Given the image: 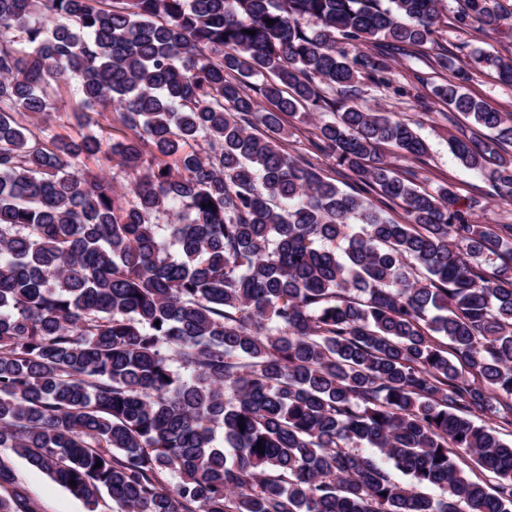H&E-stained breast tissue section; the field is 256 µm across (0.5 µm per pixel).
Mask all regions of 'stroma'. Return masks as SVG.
Returning a JSON list of instances; mask_svg holds the SVG:
<instances>
[{
    "mask_svg": "<svg viewBox=\"0 0 512 512\" xmlns=\"http://www.w3.org/2000/svg\"><path fill=\"white\" fill-rule=\"evenodd\" d=\"M456 0H443L441 13L443 22L434 42L426 44L410 56L398 57L395 65V85L404 88V95L377 91L365 87L361 103L369 109L381 108L417 128L427 141L429 149L424 156L412 159L399 156L394 149L386 154L397 171L414 177L418 187L431 191L441 185L453 187L460 204L480 201L474 219L480 224H512V202L494 199L489 182L478 172L462 167L448 150L450 136L468 130L464 118L453 117L446 105L429 100L430 84L435 81L430 63L436 56L445 55L453 62L465 60L468 49L478 47L496 52L505 57L512 56V16H507L505 29L500 33L484 34L471 29H458L453 16ZM288 137L283 146L289 153H305L318 168L336 179L337 185L355 192L359 186L357 177L348 171H335L332 160L310 150L315 127L288 117L284 120ZM14 472L23 480L38 507V512H87L82 501L71 496L64 488L45 474L31 468L25 460L12 457Z\"/></svg>",
    "mask_w": 512,
    "mask_h": 512,
    "instance_id": "35a3bbf8",
    "label": "stroma"
}]
</instances>
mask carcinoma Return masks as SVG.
Returning <instances> with one entry per match:
<instances>
[{
  "label": "carcinoma",
  "instance_id": "cac0c4a2",
  "mask_svg": "<svg viewBox=\"0 0 512 512\" xmlns=\"http://www.w3.org/2000/svg\"><path fill=\"white\" fill-rule=\"evenodd\" d=\"M441 2L0 0V449L88 512H512V224L417 189L382 147L427 142L354 103L434 41ZM469 59L512 87V58ZM72 79L99 119L64 140L37 119ZM472 79L431 96L487 131L448 146L512 202V113ZM321 110L312 145L354 194L282 148V115ZM1 489L37 512L0 458Z\"/></svg>",
  "mask_w": 512,
  "mask_h": 512
}]
</instances>
